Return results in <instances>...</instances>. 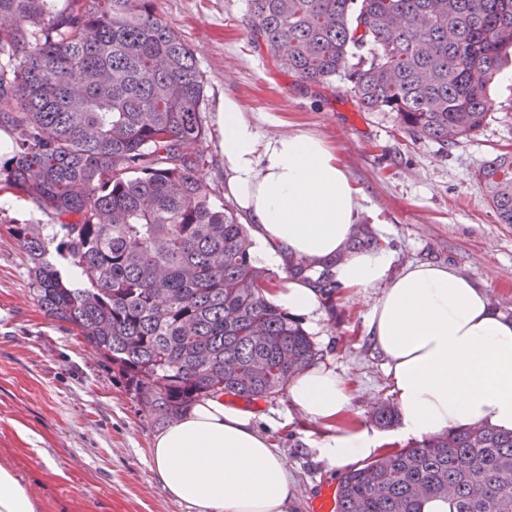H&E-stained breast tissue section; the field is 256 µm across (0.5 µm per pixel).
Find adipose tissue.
<instances>
[{
    "label": "adipose tissue",
    "instance_id": "adipose-tissue-1",
    "mask_svg": "<svg viewBox=\"0 0 512 512\" xmlns=\"http://www.w3.org/2000/svg\"><path fill=\"white\" fill-rule=\"evenodd\" d=\"M224 188L252 224L266 258L333 266L351 292L382 286L368 313L369 333L385 358L399 414L390 436L361 422L340 425L351 411L345 379L309 367L288 384L291 406L326 428L320 460L342 469L367 459L385 439H424L491 426L512 431V319L485 290L448 265L408 264L392 274L385 248L350 249L365 211L336 149L298 130L261 136L233 97L224 99ZM273 299L312 318L319 292L293 279ZM152 466L168 494L190 512H291L288 468L252 415L217 394L194 403L153 438Z\"/></svg>",
    "mask_w": 512,
    "mask_h": 512
}]
</instances>
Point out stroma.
Returning a JSON list of instances; mask_svg holds the SVG:
<instances>
[{"label":"stroma","instance_id":"stroma-1","mask_svg":"<svg viewBox=\"0 0 512 512\" xmlns=\"http://www.w3.org/2000/svg\"><path fill=\"white\" fill-rule=\"evenodd\" d=\"M169 26L193 48L205 78L208 127L203 177L227 204L222 165L225 97L235 98L264 136L306 129L335 144L366 197L363 223L394 255L442 263L483 287L512 316V225L498 223L475 175L512 152V81L496 80L493 107L475 136L444 148L410 136L392 112H368L350 81L306 87L277 70L250 36L247 0H157ZM46 218L28 201L0 193V466L27 487L38 512H190L155 477L150 443L159 426L141 413L75 330L40 308L27 257L10 229ZM380 295L335 287L320 294L317 319L301 324L320 362L346 378L352 420L393 403L384 359L367 334ZM287 397L251 403L253 422L282 455L296 486L295 512H313L319 490L340 474L311 448L318 426L289 418Z\"/></svg>","mask_w":512,"mask_h":512}]
</instances>
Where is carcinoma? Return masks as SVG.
Instances as JSON below:
<instances>
[{
    "label": "carcinoma",
    "instance_id": "1",
    "mask_svg": "<svg viewBox=\"0 0 512 512\" xmlns=\"http://www.w3.org/2000/svg\"><path fill=\"white\" fill-rule=\"evenodd\" d=\"M277 68L323 85L349 72L368 111L442 147L472 137L512 56V0H249ZM366 61L353 64L360 50ZM205 81L156 0H0V191L47 224H16L34 295L123 380L156 424L202 396L283 395L318 359L271 303L246 225L202 176ZM512 224V153L476 175ZM512 512V432L451 430L351 469L336 512Z\"/></svg>",
    "mask_w": 512,
    "mask_h": 512
}]
</instances>
